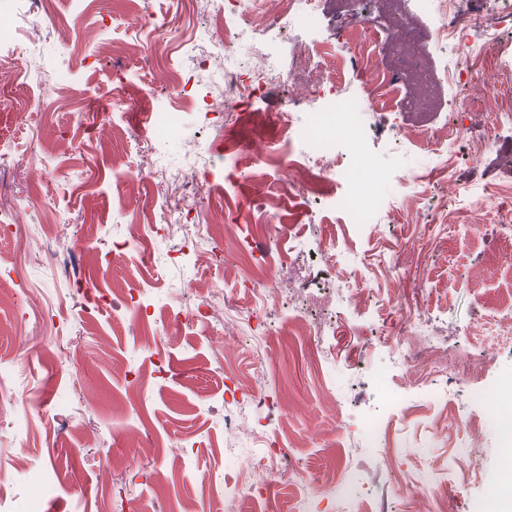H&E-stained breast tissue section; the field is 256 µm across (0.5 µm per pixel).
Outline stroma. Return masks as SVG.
I'll list each match as a JSON object with an SVG mask.
<instances>
[{
	"label": "stroma",
	"instance_id": "obj_1",
	"mask_svg": "<svg viewBox=\"0 0 512 512\" xmlns=\"http://www.w3.org/2000/svg\"><path fill=\"white\" fill-rule=\"evenodd\" d=\"M43 3L69 40L47 32L39 52L25 55L32 5L15 0V39L0 44V285L10 290L0 301V398L13 403L0 416V512H294L306 490L317 512H328L329 479L347 463L370 512H430L411 488L434 473L447 480L445 512H484L505 479L512 238L500 230L498 200L465 224L443 216L482 196L484 184H512V120L492 118L512 113L499 97L501 83L512 82V31L497 30L486 48L497 69L479 88V107L433 109L432 123L451 119L459 129L451 175L422 184L414 206L356 230L302 196L266 212L267 194L288 193L264 162L288 150L283 87L268 84L229 117L192 103L224 67L218 51L209 69L191 67L212 50L206 0H143L135 11L127 0ZM147 16L173 44L171 57L147 59ZM171 66L188 68V98L172 87ZM162 97L181 126L159 139L140 119ZM362 134L381 177L350 189L401 198L400 176L423 165L426 147L396 144L374 112ZM480 139L496 149L475 156ZM189 140L209 152L210 178L182 223H204L216 203L249 211L247 221L224 220L204 253L146 211L170 195L159 169L176 168ZM271 216L284 229L273 251L257 231ZM396 264L404 280L391 276ZM265 267L278 277L280 303L262 311L254 273ZM299 273L310 298L293 289ZM129 287L136 294L126 302L119 291ZM206 306L211 317H198ZM414 307L445 336L455 368L381 374L388 338ZM255 329L268 332L276 363L262 381ZM258 382L267 405L256 413L244 392ZM443 389L444 411L427 399ZM390 395L425 401L387 417L385 447H368L355 432ZM228 414L242 440L259 432L287 449L278 471L266 472L251 452L225 455ZM238 467L265 488L234 508L222 486ZM47 470L56 484L49 494L39 484Z\"/></svg>",
	"mask_w": 512,
	"mask_h": 512
}]
</instances>
